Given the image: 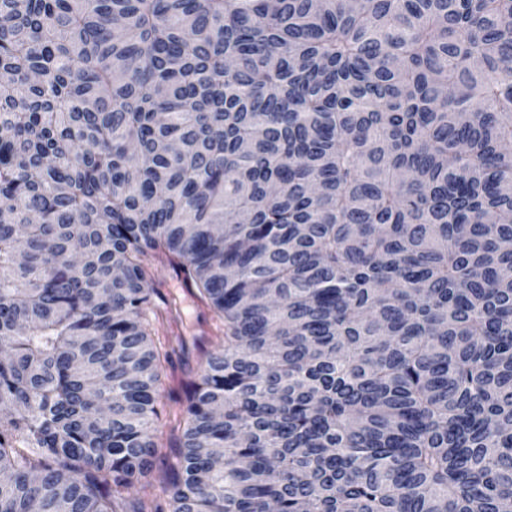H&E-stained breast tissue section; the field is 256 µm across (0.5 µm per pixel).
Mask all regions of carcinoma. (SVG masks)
Returning a JSON list of instances; mask_svg holds the SVG:
<instances>
[{"instance_id":"1","label":"carcinoma","mask_w":512,"mask_h":512,"mask_svg":"<svg viewBox=\"0 0 512 512\" xmlns=\"http://www.w3.org/2000/svg\"><path fill=\"white\" fill-rule=\"evenodd\" d=\"M1 76L0 512H512V0H0ZM159 277L163 282L162 291L176 295L181 301L180 317L177 324L157 326L155 341H160L163 352L169 351L167 361L162 360L161 377L163 381V402L175 408V400L184 398L186 385L197 380L201 372V360L193 346L194 336H212L211 315L203 314V308L183 288L182 283L166 268H161ZM206 321V322H205ZM186 341V349L179 345L180 339Z\"/></svg>"}]
</instances>
